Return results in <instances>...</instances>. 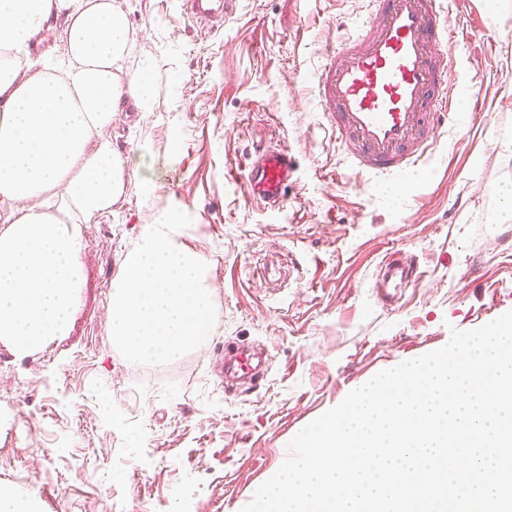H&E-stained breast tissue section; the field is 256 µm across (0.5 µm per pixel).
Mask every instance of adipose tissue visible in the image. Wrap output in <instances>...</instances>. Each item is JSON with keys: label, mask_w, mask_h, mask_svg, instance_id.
Listing matches in <instances>:
<instances>
[{"label": "adipose tissue", "mask_w": 512, "mask_h": 512, "mask_svg": "<svg viewBox=\"0 0 512 512\" xmlns=\"http://www.w3.org/2000/svg\"><path fill=\"white\" fill-rule=\"evenodd\" d=\"M58 29L65 55L31 71L33 48ZM134 42L112 0H0V337L18 350L68 331L80 226L129 189L112 115L151 111L156 94L150 61L127 84L116 77Z\"/></svg>", "instance_id": "1"}]
</instances>
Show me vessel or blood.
<instances>
[{"mask_svg": "<svg viewBox=\"0 0 512 512\" xmlns=\"http://www.w3.org/2000/svg\"><path fill=\"white\" fill-rule=\"evenodd\" d=\"M190 18L209 24L231 18L237 0H185ZM447 0H368L353 32L326 52L316 83L324 125L334 134L348 169L406 180L436 147L435 133L455 121L448 75ZM296 158L285 147L258 148L242 175L245 197L270 211L282 210ZM416 260L385 261L375 286L416 287Z\"/></svg>", "mask_w": 512, "mask_h": 512, "instance_id": "b4317fda", "label": "vessel or blood"}]
</instances>
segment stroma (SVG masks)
I'll use <instances>...</instances> for the list:
<instances>
[{
	"label": "stroma",
	"instance_id": "1",
	"mask_svg": "<svg viewBox=\"0 0 512 512\" xmlns=\"http://www.w3.org/2000/svg\"><path fill=\"white\" fill-rule=\"evenodd\" d=\"M136 33L118 72L153 64L151 111L112 116L125 176L140 183L82 225L84 280L69 332L17 352L0 340V486L36 512H241L308 423L381 370L444 347L512 310V0H457L451 83L465 124L439 132L405 188L346 172L314 92L324 52L364 0H239L200 29L182 0H114ZM298 164L286 207L249 203L240 173L258 146ZM176 241L207 260L216 323L166 364L126 360L109 309L126 251L169 208ZM417 256L423 282L383 304L387 253ZM266 349L267 376L226 393L225 349Z\"/></svg>",
	"mask_w": 512,
	"mask_h": 512
}]
</instances>
